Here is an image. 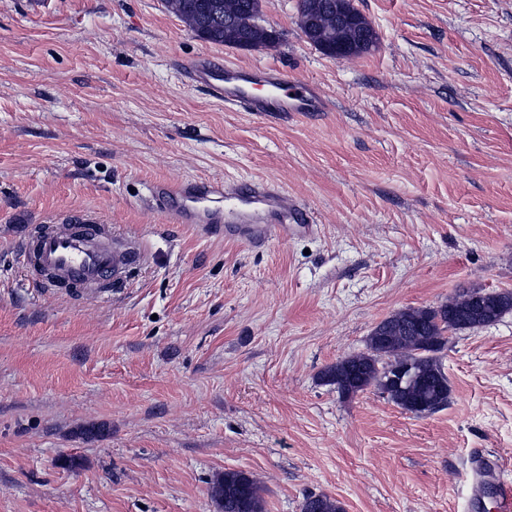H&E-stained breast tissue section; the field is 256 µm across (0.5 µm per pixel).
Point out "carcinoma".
Wrapping results in <instances>:
<instances>
[{
  "mask_svg": "<svg viewBox=\"0 0 512 512\" xmlns=\"http://www.w3.org/2000/svg\"><path fill=\"white\" fill-rule=\"evenodd\" d=\"M165 9L190 31L212 44L244 39L256 47L270 42L261 24V0H164ZM298 8L316 10L319 33L330 45L339 38V23L331 0H298ZM512 310V292H492L478 301L464 292L438 307H409L392 313L371 331L366 350L351 354L320 373L344 397L376 388L403 410L417 414L419 406L435 413L448 406L450 387L437 353L445 333L483 327ZM222 512H264L262 488L242 471H226L211 487ZM301 512H344L326 494L304 498Z\"/></svg>",
  "mask_w": 512,
  "mask_h": 512,
  "instance_id": "cac0c4a2",
  "label": "carcinoma"
}]
</instances>
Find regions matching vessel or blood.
I'll list each match as a JSON object with an SVG mask.
<instances>
[{
	"label": "vessel or blood",
	"instance_id": "obj_1",
	"mask_svg": "<svg viewBox=\"0 0 512 512\" xmlns=\"http://www.w3.org/2000/svg\"><path fill=\"white\" fill-rule=\"evenodd\" d=\"M185 80L202 88L209 97L226 106L248 112H319L324 101L310 82L288 80L278 69L223 66L206 55L180 66ZM156 199L175 224H190L200 230L223 227L226 238L265 246L272 237L309 233L313 227L298 224L296 202L274 184L252 180L227 184L220 179L160 183ZM112 227L92 223L80 215L74 224L45 226L35 241H23L21 255L32 256L36 266L51 272L64 288L84 295L93 288L120 282L139 262L134 248L111 247ZM501 463L474 457L471 470V502L491 498L495 512H512V484L500 478Z\"/></svg>",
	"mask_w": 512,
	"mask_h": 512
}]
</instances>
